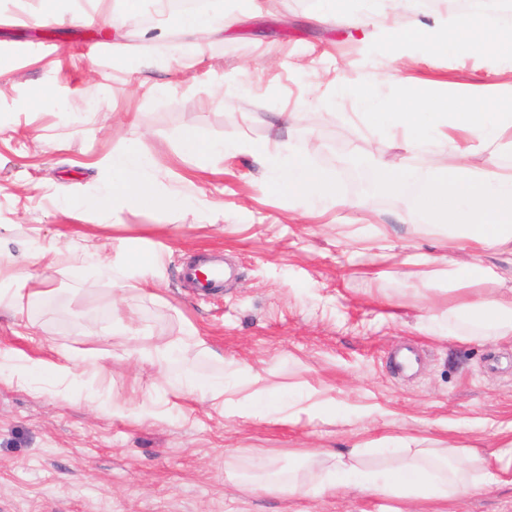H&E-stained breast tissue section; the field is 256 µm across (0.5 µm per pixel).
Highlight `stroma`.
I'll return each mask as SVG.
<instances>
[{"label": "stroma", "instance_id": "obj_1", "mask_svg": "<svg viewBox=\"0 0 512 512\" xmlns=\"http://www.w3.org/2000/svg\"><path fill=\"white\" fill-rule=\"evenodd\" d=\"M317 0H213L239 22L204 45L147 23L148 0H0V251L68 248L42 270L47 303L15 319L0 309V512H512V484L484 477L512 425V339H469L453 320L438 337L429 303L447 304L445 279L405 257L447 253L443 238L401 224L409 186L445 163L442 152L405 149L370 132L349 102L331 104L337 83L388 75L429 94H465L495 113L512 105V75L467 52L400 58L361 45L316 20ZM60 13L37 27L33 13ZM86 16L73 25L69 14ZM291 113L290 143L316 142L315 167L333 175L344 205L310 209L269 180L247 155L183 150L200 141L271 140L267 117ZM133 146L148 157L158 190L186 199L170 209L131 208L98 229L88 200L108 173L104 156ZM400 157L406 191L353 187L349 174ZM70 200L62 208V200ZM385 225L386 250L356 229ZM100 233L106 252L154 254L150 293L112 287L81 237ZM220 251L233 274L203 294L182 279L190 259ZM120 308L130 329L112 330ZM197 333L165 373L126 357L132 335L165 344ZM421 360L410 376L390 361L398 346ZM100 355L104 370L87 358ZM70 363L66 381L43 374L19 385L28 360ZM261 373L290 401L291 420L213 407L211 381L246 386ZM474 448L477 490L451 501L395 502L344 486L332 494L260 491L266 469L306 481L321 466L305 452L362 444L377 464L402 438Z\"/></svg>", "mask_w": 512, "mask_h": 512}]
</instances>
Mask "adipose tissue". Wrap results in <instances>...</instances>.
I'll use <instances>...</instances> for the list:
<instances>
[{
  "label": "adipose tissue",
  "instance_id": "adipose-tissue-1",
  "mask_svg": "<svg viewBox=\"0 0 512 512\" xmlns=\"http://www.w3.org/2000/svg\"><path fill=\"white\" fill-rule=\"evenodd\" d=\"M379 42L401 57L419 48L438 52L461 48L512 63V25L483 11L453 22L396 18L382 28ZM336 97L349 100L362 119L396 132L406 147H433L445 153L446 165L423 178L408 214L398 215L397 220L402 223L413 215L447 231L448 258L415 253L409 261L437 266L439 276L448 280L447 305L430 306L434 319H470L497 329L499 337L512 335V286H507L496 263L501 257L512 264V166L497 161L503 148H512V107L490 114L457 95L434 97L403 84L380 98L344 82ZM480 152L487 155L481 169L471 162ZM101 166L110 176L100 182L91 202L102 223L129 207L162 208L178 201L177 193L155 189L148 174L150 161L135 149L112 152ZM276 181L289 195L307 199L317 208L338 199L332 177L312 167L302 152L289 160ZM462 255L469 258L473 271L466 280L459 276ZM203 345L191 333L165 346L138 339L131 351L141 363L163 370L178 354ZM208 398L225 407L247 400L253 408L265 409L275 406L280 394L255 373L247 398H238L233 385L220 381L209 384ZM334 459L336 479L325 482L328 490L337 484L353 485L396 498L452 499L476 486L464 449L425 447L415 438L407 439L401 453L381 468L367 464L360 445L336 453Z\"/></svg>",
  "mask_w": 512,
  "mask_h": 512
}]
</instances>
